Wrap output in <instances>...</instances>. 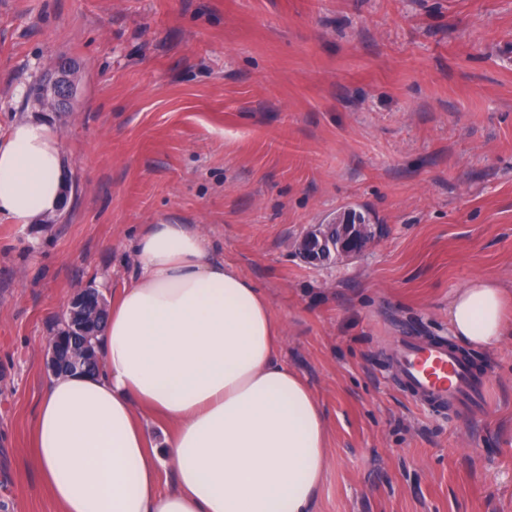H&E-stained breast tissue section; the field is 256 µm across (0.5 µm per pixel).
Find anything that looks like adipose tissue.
Masks as SVG:
<instances>
[{"label":"adipose tissue","mask_w":512,"mask_h":512,"mask_svg":"<svg viewBox=\"0 0 512 512\" xmlns=\"http://www.w3.org/2000/svg\"><path fill=\"white\" fill-rule=\"evenodd\" d=\"M65 196L60 141L22 119L0 143V214L30 224ZM112 295L101 370L52 378L32 455L58 512H313L328 472L324 412L280 356L265 293L190 224H149ZM453 339L495 351L505 290L478 276L448 304ZM173 481L162 487V468Z\"/></svg>","instance_id":"obj_1"}]
</instances>
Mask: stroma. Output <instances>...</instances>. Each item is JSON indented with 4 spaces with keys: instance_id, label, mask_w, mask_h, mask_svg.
I'll use <instances>...</instances> for the list:
<instances>
[{
    "instance_id": "obj_1",
    "label": "stroma",
    "mask_w": 512,
    "mask_h": 512,
    "mask_svg": "<svg viewBox=\"0 0 512 512\" xmlns=\"http://www.w3.org/2000/svg\"><path fill=\"white\" fill-rule=\"evenodd\" d=\"M74 66L70 111L29 91ZM57 132L58 223L0 216V512H55L30 464L47 340L77 288L135 273L146 224H198L267 295L329 431L314 512H512V338L486 409L416 405L396 340L450 341L470 280L512 289V0H0V139ZM355 210L347 260L298 244Z\"/></svg>"
}]
</instances>
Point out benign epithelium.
I'll list each match as a JSON object with an SVG mask.
<instances>
[{
    "instance_id": "obj_1",
    "label": "benign epithelium",
    "mask_w": 512,
    "mask_h": 512,
    "mask_svg": "<svg viewBox=\"0 0 512 512\" xmlns=\"http://www.w3.org/2000/svg\"><path fill=\"white\" fill-rule=\"evenodd\" d=\"M74 71L67 67L55 68V77L44 88L36 103L43 110L50 112L66 111V102L74 92ZM375 239L373 225L363 223L352 211H345L331 222L326 234L315 233L304 237L300 244V254L309 261L322 257L329 250L338 257H349L360 253ZM106 305L98 294V289L87 286L70 298L66 312L70 324L71 350L66 357H61L56 340L50 339L45 348L44 364L48 374L57 376L73 373L79 369L88 356L89 350L82 337L99 323Z\"/></svg>"
}]
</instances>
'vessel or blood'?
Returning <instances> with one entry per match:
<instances>
[{
    "label": "vessel or blood",
    "instance_id": "obj_1",
    "mask_svg": "<svg viewBox=\"0 0 512 512\" xmlns=\"http://www.w3.org/2000/svg\"><path fill=\"white\" fill-rule=\"evenodd\" d=\"M398 385L428 408L465 414L487 405L473 361L443 343L408 339L396 351Z\"/></svg>",
    "mask_w": 512,
    "mask_h": 512
}]
</instances>
